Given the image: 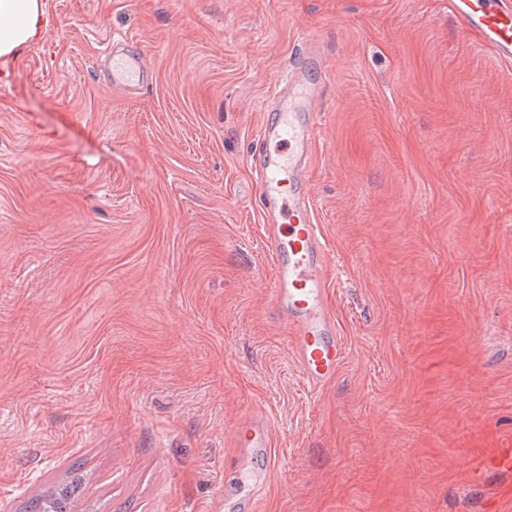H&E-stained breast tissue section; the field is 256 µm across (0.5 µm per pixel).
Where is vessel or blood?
Returning <instances> with one entry per match:
<instances>
[{
  "label": "vessel or blood",
  "mask_w": 512,
  "mask_h": 512,
  "mask_svg": "<svg viewBox=\"0 0 512 512\" xmlns=\"http://www.w3.org/2000/svg\"><path fill=\"white\" fill-rule=\"evenodd\" d=\"M454 16L478 31L497 55L512 61V0H452ZM129 38L113 39L107 57L112 83L133 92L147 65L129 51ZM332 76L329 52L320 44L302 46L285 76L277 83L251 159L261 222L273 262L272 306L291 336L297 365L313 387L329 384L343 362L344 344L327 304L326 268L329 254L312 207L307 176L314 135V117L323 83ZM236 444L246 462L270 469L274 437L269 422L246 417ZM483 472L512 476V448H496L480 460Z\"/></svg>",
  "instance_id": "b4317fda"
}]
</instances>
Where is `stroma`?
I'll return each instance as SVG.
<instances>
[{"label":"stroma","mask_w":512,"mask_h":512,"mask_svg":"<svg viewBox=\"0 0 512 512\" xmlns=\"http://www.w3.org/2000/svg\"><path fill=\"white\" fill-rule=\"evenodd\" d=\"M0 63V506L490 512L512 445V62L448 0H45ZM136 38L144 86L105 50ZM334 52L312 205L346 354L303 378L249 156L304 41ZM270 422L273 467L236 425ZM130 41H133L132 37L119 36L116 39L113 37L106 60H112V84L133 92L140 90L141 74L148 67L143 55L126 49ZM122 46L128 53L121 50ZM483 472L505 476L509 481L512 476V448H495L480 459ZM73 483L62 486L50 494L31 500L25 512H70L72 499L77 492Z\"/></svg>","instance_id":"1"}]
</instances>
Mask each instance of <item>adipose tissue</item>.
Here are the masks:
<instances>
[{
	"label": "adipose tissue",
	"mask_w": 512,
	"mask_h": 512,
	"mask_svg": "<svg viewBox=\"0 0 512 512\" xmlns=\"http://www.w3.org/2000/svg\"><path fill=\"white\" fill-rule=\"evenodd\" d=\"M47 24L44 0H0V60L16 59Z\"/></svg>",
	"instance_id": "adipose-tissue-1"
}]
</instances>
